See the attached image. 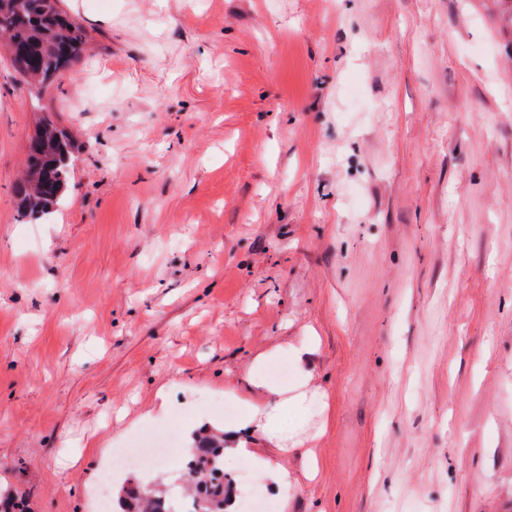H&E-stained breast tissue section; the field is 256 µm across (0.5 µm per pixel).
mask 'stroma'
<instances>
[{
  "label": "stroma",
  "instance_id": "obj_1",
  "mask_svg": "<svg viewBox=\"0 0 512 512\" xmlns=\"http://www.w3.org/2000/svg\"><path fill=\"white\" fill-rule=\"evenodd\" d=\"M39 113L0 49V484L96 512L118 438L211 421L278 455L275 512H512V24L498 0H64ZM42 110V111H43ZM327 414L241 426L255 356ZM167 414L142 416L157 401ZM137 429H130V422ZM37 127L28 147L25 179L15 187L23 214L33 220L52 213L64 195L72 164L58 163L56 157L65 146L73 158L74 149L71 138L51 119L44 118Z\"/></svg>",
  "mask_w": 512,
  "mask_h": 512
}]
</instances>
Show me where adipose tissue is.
Masks as SVG:
<instances>
[{
    "instance_id": "obj_1",
    "label": "adipose tissue",
    "mask_w": 512,
    "mask_h": 512,
    "mask_svg": "<svg viewBox=\"0 0 512 512\" xmlns=\"http://www.w3.org/2000/svg\"><path fill=\"white\" fill-rule=\"evenodd\" d=\"M289 353L292 355L301 370L298 374L301 386L295 394H288L287 391H280L279 399L275 405H264L255 401L245 402L243 408V425H253L266 433L270 438L277 439L284 434L282 414L288 407H309L313 400L305 390L310 377L304 371L303 365L307 356L312 351L310 340L303 339L295 344L289 345ZM226 447L234 449L238 454L249 457L254 470L265 480L271 481L280 499H287L293 486L294 477L287 467L279 463L275 458L257 453L247 448L245 443L238 436L228 433L224 436Z\"/></svg>"
}]
</instances>
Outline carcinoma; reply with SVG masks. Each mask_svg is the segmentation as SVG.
I'll return each instance as SVG.
<instances>
[{
  "label": "carcinoma",
  "instance_id": "cac0c4a2",
  "mask_svg": "<svg viewBox=\"0 0 512 512\" xmlns=\"http://www.w3.org/2000/svg\"><path fill=\"white\" fill-rule=\"evenodd\" d=\"M86 44L85 30L65 14L60 0H20L16 7L0 8V46L16 49L11 62L28 85L60 75ZM64 146L74 147L71 138L51 119H43L29 143L25 179L15 187L23 214L33 220L52 213L67 189L71 165L57 162ZM223 471L224 437L198 430L183 483L187 495L200 496V512H224V480L218 478ZM166 494L165 489L157 494L143 489L131 475L123 490L122 512H156V503ZM1 502L12 505V512H26L23 493L16 489L0 488Z\"/></svg>",
  "mask_w": 512,
  "mask_h": 512
}]
</instances>
